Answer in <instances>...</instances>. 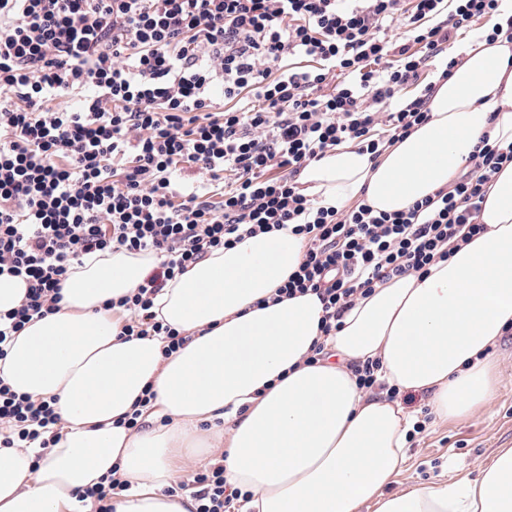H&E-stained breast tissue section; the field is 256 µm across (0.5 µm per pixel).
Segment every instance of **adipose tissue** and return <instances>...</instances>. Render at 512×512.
<instances>
[{"mask_svg":"<svg viewBox=\"0 0 512 512\" xmlns=\"http://www.w3.org/2000/svg\"><path fill=\"white\" fill-rule=\"evenodd\" d=\"M441 83L430 119L378 161L356 149L326 152L301 176L325 207L364 197L399 212L451 183L481 136L512 143V52L478 43ZM486 224L427 273L408 274L358 299L335 335L307 293L274 300L303 260L283 230L213 251L168 282L154 309L189 342L165 354L157 337H127L115 302L157 262L126 250L84 258L64 282L59 310L11 337L0 377L13 391L54 401L59 440L0 446V512H94L86 492L119 474L129 487L114 512H192L166 490L179 459L224 451V475L252 492L242 512H512V448L477 477L413 484L386 494L407 458L412 418L386 395L363 394L349 362L380 360L386 386L428 394L437 417L487 405L501 380L493 347L512 330V164L495 175ZM330 359L309 362L317 341ZM148 405H141L145 393ZM141 410L132 431L122 420Z\"/></svg>","mask_w":512,"mask_h":512,"instance_id":"1","label":"adipose tissue"}]
</instances>
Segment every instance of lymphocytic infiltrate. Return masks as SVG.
<instances>
[{
	"label": "lymphocytic infiltrate",
	"instance_id": "f902f5d3",
	"mask_svg": "<svg viewBox=\"0 0 512 512\" xmlns=\"http://www.w3.org/2000/svg\"><path fill=\"white\" fill-rule=\"evenodd\" d=\"M501 4L0 0V275L27 283L0 315V359L95 253L157 256L119 304L124 335L162 337L169 354L189 337L158 320L156 295L244 237L288 228L304 239L278 295L316 294L326 336L356 296L447 260L484 232L482 204L512 143L481 138L456 181L396 213L316 205L300 175L342 145L379 159L428 121L440 82L466 62L458 37L512 48ZM295 57L310 67L289 66ZM58 98L75 105L53 107ZM59 421L51 402L0 380L1 445L53 447ZM192 487L193 512H233L243 497L218 460Z\"/></svg>",
	"mask_w": 512,
	"mask_h": 512
}]
</instances>
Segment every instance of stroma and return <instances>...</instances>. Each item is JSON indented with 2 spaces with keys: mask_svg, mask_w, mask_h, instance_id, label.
Wrapping results in <instances>:
<instances>
[{
  "mask_svg": "<svg viewBox=\"0 0 512 512\" xmlns=\"http://www.w3.org/2000/svg\"><path fill=\"white\" fill-rule=\"evenodd\" d=\"M502 377L497 395L482 410L457 421L425 417L428 395L401 391L397 400L425 429L408 441L409 460L390 489L454 477H476L501 448H512V333L493 348Z\"/></svg>",
  "mask_w": 512,
  "mask_h": 512,
  "instance_id": "35a3bbf8",
  "label": "stroma"
}]
</instances>
